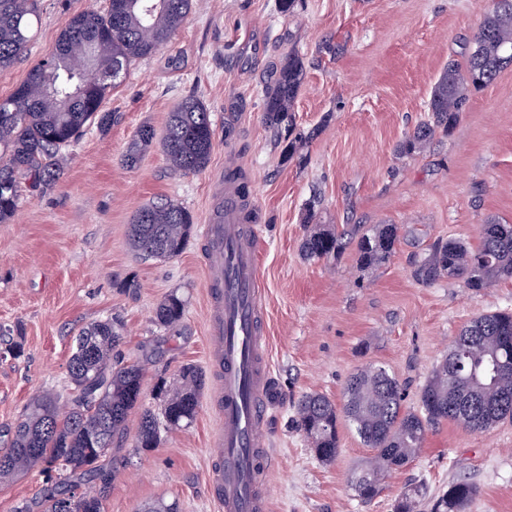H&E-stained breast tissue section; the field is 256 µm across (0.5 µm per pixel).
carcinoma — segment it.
Returning <instances> with one entry per match:
<instances>
[{
  "label": "carcinoma",
  "instance_id": "cac0c4a2",
  "mask_svg": "<svg viewBox=\"0 0 512 512\" xmlns=\"http://www.w3.org/2000/svg\"><path fill=\"white\" fill-rule=\"evenodd\" d=\"M191 9L192 0H109L103 14L82 9L70 15L53 53L33 65L0 103L1 224L15 216L22 187L38 194L53 188L60 178L63 150L89 126L101 131L112 126L116 115L102 111L108 91L136 61L170 41ZM39 20L40 0H0V70L12 67L27 51ZM509 67L512 0H492L464 65L451 61L443 69L428 102V120L399 143L397 152L421 153L437 130L456 124L472 91L491 84ZM303 75L301 59L290 51L265 88L263 120L280 140L291 138L294 131V102ZM157 141L171 172L205 170L214 150L206 104L194 96L178 102L159 139L152 127H141L127 148L126 166H137ZM304 142L303 136L291 138L288 155ZM303 223L313 225L301 244L305 258L337 259L354 243L359 265L366 270L386 263L399 240L396 224H318L312 207L305 210ZM192 224L194 217L186 207L159 197L133 216L132 247L145 259L177 257ZM454 276L475 291L512 280V224L481 225L475 247L460 240L438 241L414 269V278L424 285ZM185 308V300L172 292L156 306L153 322L173 327L183 319ZM121 331L117 317L81 331L68 363L74 386L68 410H60L57 398L45 396L33 401L15 426L0 430V480L41 466L46 480L37 505L42 512H104L102 496L89 488L105 486L111 478L99 461L120 447L131 413L141 408L145 374L139 361L112 362ZM204 386V373L193 365L181 370L179 383L160 385L164 396L158 410L141 408L135 448H156L161 432L191 424ZM296 414L298 427L323 462L336 459L342 421L371 449L370 458L352 476L356 496L369 504L388 472L413 461L433 426L453 422L485 432L512 419V312L486 313L461 329L422 387L417 410H403L401 385L385 368L367 366L349 377L341 404L310 393L298 401ZM476 494L474 484L453 482L434 500L431 512H466Z\"/></svg>",
  "mask_w": 512,
  "mask_h": 512
}]
</instances>
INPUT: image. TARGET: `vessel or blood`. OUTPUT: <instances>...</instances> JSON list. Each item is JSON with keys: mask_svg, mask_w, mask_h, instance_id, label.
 Listing matches in <instances>:
<instances>
[{"mask_svg": "<svg viewBox=\"0 0 512 512\" xmlns=\"http://www.w3.org/2000/svg\"><path fill=\"white\" fill-rule=\"evenodd\" d=\"M224 221L207 227L208 267L217 288L211 328L219 371L214 402L221 424L213 438L217 466L211 494L224 512H266L262 477L273 465L264 432L265 395L272 385L261 330L260 274L253 229L241 223L233 193Z\"/></svg>", "mask_w": 512, "mask_h": 512, "instance_id": "1", "label": "vessel or blood"}]
</instances>
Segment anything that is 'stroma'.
<instances>
[{
    "label": "stroma",
    "mask_w": 512,
    "mask_h": 512,
    "mask_svg": "<svg viewBox=\"0 0 512 512\" xmlns=\"http://www.w3.org/2000/svg\"><path fill=\"white\" fill-rule=\"evenodd\" d=\"M108 0H42L41 21L25 56L0 71V98L52 53L70 12H104ZM489 0H192L184 27L155 55L136 61L108 93L118 120L89 129L65 152L53 190L24 193L0 224V326L14 329L20 356L0 341V426L34 399L67 400V364L79 332L113 316L124 323L119 351L147 361L143 404L160 405L159 380L202 369L206 384L192 424L164 432L159 447L138 451V414L122 449L102 464L112 479L104 512H142L163 498L181 512H219L208 494L217 462L210 440L219 426L209 363L210 286L205 226L223 211L220 179L240 169L254 214L263 290V329L274 387L265 420L273 468L264 476L271 512H394L407 490L422 491L418 512L457 480L478 494L468 512H512V420L487 432L443 422L429 431L409 465L389 472L364 504L350 485L371 455L347 426L336 459H316L296 424V404L317 392L338 401L348 377L381 366L419 391L473 318L512 311V281L473 292L448 277L417 282L415 265L438 241L478 245L482 224H512V68L473 91L456 125L425 151L397 145L427 117L434 84L449 61L463 62ZM304 64L294 111L304 147L286 156L263 122L265 82L288 51ZM196 95L207 105L215 148L206 170L172 174L159 148L136 168L127 146L144 125L163 133L175 104ZM169 197L194 216L184 252L169 260L136 258L129 225L141 207ZM315 203L322 224H395L401 238L383 266L363 270L355 249L337 260H309L302 222ZM186 301L182 322L157 327L152 316L170 292ZM45 476L34 466L0 482V512L34 502Z\"/></svg>",
    "instance_id": "obj_1"
}]
</instances>
